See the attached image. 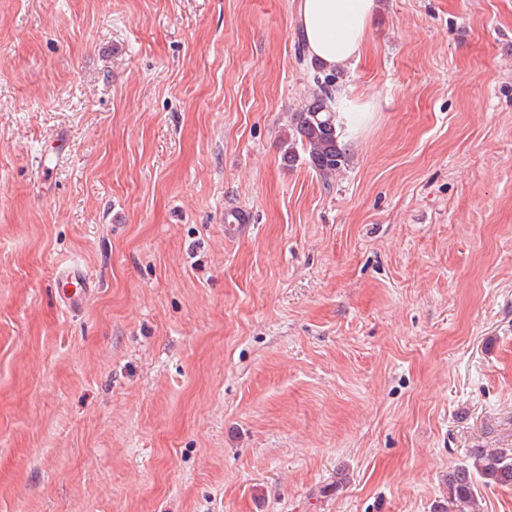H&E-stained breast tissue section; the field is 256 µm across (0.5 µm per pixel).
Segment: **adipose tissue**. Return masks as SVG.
<instances>
[{"mask_svg": "<svg viewBox=\"0 0 512 512\" xmlns=\"http://www.w3.org/2000/svg\"><path fill=\"white\" fill-rule=\"evenodd\" d=\"M378 0H297L295 30L309 58L333 71L358 60Z\"/></svg>", "mask_w": 512, "mask_h": 512, "instance_id": "1", "label": "adipose tissue"}]
</instances>
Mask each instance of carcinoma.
Wrapping results in <instances>:
<instances>
[{"instance_id": "obj_1", "label": "carcinoma", "mask_w": 512, "mask_h": 512, "mask_svg": "<svg viewBox=\"0 0 512 512\" xmlns=\"http://www.w3.org/2000/svg\"><path fill=\"white\" fill-rule=\"evenodd\" d=\"M284 160L304 158L319 175L328 178L347 161L346 148L336 129L332 93L326 87L289 116ZM448 507L441 512H473L479 487L512 486V450L471 448L465 461L448 471Z\"/></svg>"}]
</instances>
